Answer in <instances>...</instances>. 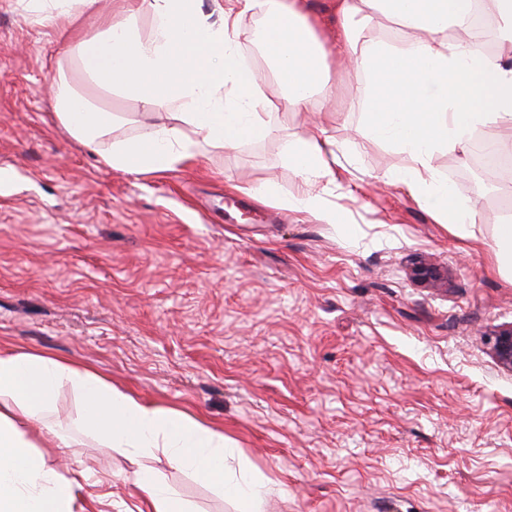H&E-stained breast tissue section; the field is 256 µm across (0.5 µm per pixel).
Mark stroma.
Masks as SVG:
<instances>
[{"label":"stroma","mask_w":512,"mask_h":512,"mask_svg":"<svg viewBox=\"0 0 512 512\" xmlns=\"http://www.w3.org/2000/svg\"><path fill=\"white\" fill-rule=\"evenodd\" d=\"M0 0V347L89 368L144 402L223 432L254 474L278 483L267 512H512V370L490 335L512 325V276L494 256L512 217V165L465 150L432 165L475 203L473 236L438 223L391 174L407 154L360 134L365 74L332 116L289 110L273 77L270 136L214 149L159 176L100 166L51 105L65 44ZM123 117L134 99L95 93ZM322 124L342 162L324 198L335 223L290 209L303 187L284 161L291 134ZM276 184L282 202L252 196ZM430 265L438 280L414 270ZM62 387L29 437L46 464L87 478L73 512H137L139 461L79 425ZM68 436L69 447L58 445ZM195 512L236 503L165 458L151 460Z\"/></svg>","instance_id":"obj_1"}]
</instances>
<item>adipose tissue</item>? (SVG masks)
Returning <instances> with one entry per match:
<instances>
[{
	"label": "adipose tissue",
	"mask_w": 512,
	"mask_h": 512,
	"mask_svg": "<svg viewBox=\"0 0 512 512\" xmlns=\"http://www.w3.org/2000/svg\"><path fill=\"white\" fill-rule=\"evenodd\" d=\"M41 18L73 23L96 12L97 0H19ZM126 0L115 21L91 37L71 41L84 83L105 94L135 98L156 115L137 134L103 145L112 113L60 79L53 108L63 131L96 153L99 163L129 175L175 170L210 148H227L266 138L273 130L259 73L245 63L238 36L245 16H260V46L289 109L325 112L336 95L328 75L327 51L305 13L303 0ZM502 23L500 49L491 57L474 40L449 38L471 28L474 7ZM336 42L350 69L369 81L365 134L387 141L412 160L392 176L411 197L463 238L477 209L438 180L435 151L464 150L477 127H496L512 141V0H336ZM152 28L142 35L141 14ZM397 21L412 33L409 49L360 40L359 24L374 16ZM285 160L305 190L291 208L332 224L316 187L333 183L336 142L325 131L292 135ZM77 389L83 431L131 458L163 455L233 499L237 512H266L279 489L272 481L239 480L226 464L224 435L185 413L163 410L125 393L89 370L39 354L0 350V512H71L83 472L67 478L32 450L26 431L10 418L21 410L27 421L47 409L63 385ZM136 484L151 512H192L164 476L137 471Z\"/></svg>",
	"instance_id": "obj_1"
}]
</instances>
